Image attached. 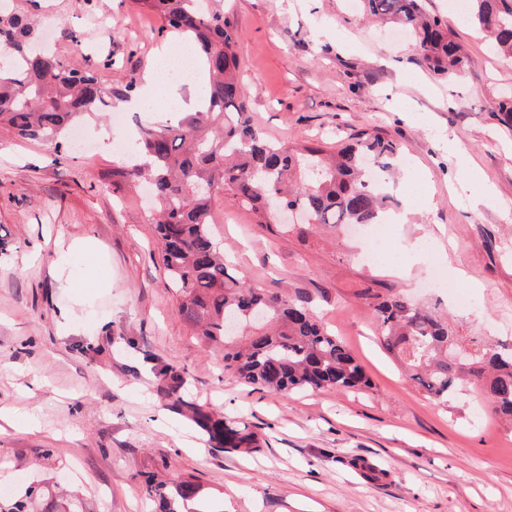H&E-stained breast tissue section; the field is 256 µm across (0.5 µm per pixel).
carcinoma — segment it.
Listing matches in <instances>:
<instances>
[{
  "label": "carcinoma",
  "mask_w": 512,
  "mask_h": 512,
  "mask_svg": "<svg viewBox=\"0 0 512 512\" xmlns=\"http://www.w3.org/2000/svg\"><path fill=\"white\" fill-rule=\"evenodd\" d=\"M155 13L161 29L187 38L203 55L210 73L204 107L178 123L140 129L137 154L120 161L118 173L144 179L159 208V258L180 296L178 313L208 346L224 352V369L241 384L273 393L307 389L347 391L369 386L350 349L314 315L310 297L268 294L224 261V248L211 230L213 206L222 201L250 210L259 224L275 222L273 206L296 207L313 228L328 224H377L402 201L379 181L402 158V149L378 131L351 135L336 152L266 140L251 125L246 93L236 77L237 30L224 12L203 10L198 0H135ZM367 11L387 18L418 39L422 60L449 72L468 57L445 38L441 21L423 13L420 0H363ZM473 26L495 40L492 49L512 55V0H466ZM35 30L23 11L0 15V128L22 139L60 145L79 114L108 107L99 78L107 61L80 54L67 62L37 50ZM382 344L403 359L407 378L439 404L465 386L477 387L492 411L512 420V353L479 347L458 360L448 324L406 297L365 296ZM157 394L172 412L192 421L222 452H250L259 440L246 423L187 395L188 372L165 364ZM159 512H203L196 508L201 484L192 474L145 478ZM0 512H79L77 503L44 502L40 488Z\"/></svg>",
  "instance_id": "carcinoma-1"
}]
</instances>
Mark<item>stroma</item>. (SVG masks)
<instances>
[{
  "mask_svg": "<svg viewBox=\"0 0 512 512\" xmlns=\"http://www.w3.org/2000/svg\"><path fill=\"white\" fill-rule=\"evenodd\" d=\"M238 29L254 126L288 144L377 129L399 142L397 247L429 241L400 276L365 263L346 228L257 223L218 204L213 227L236 268L270 293L307 294L363 365L370 388L272 393L245 387L178 314L143 186L114 174L148 117L126 99L82 116L61 151L0 129V501L27 486L76 497L81 512H151L144 479L197 476L218 512H512V424L478 392L437 405L378 339L365 297L403 294L455 336L512 349V129L498 110L512 60L490 50L454 0L423 9L468 57L450 74L418 61L413 35L352 0H217ZM45 14L109 48L104 89L144 83L184 37L135 0H44ZM443 287H429L435 270ZM459 277H451V270ZM69 287H61L62 279ZM165 364L198 402L251 425L249 454L210 448L168 412ZM51 458H43V449Z\"/></svg>",
  "mask_w": 512,
  "mask_h": 512,
  "instance_id": "obj_1",
  "label": "stroma"
}]
</instances>
